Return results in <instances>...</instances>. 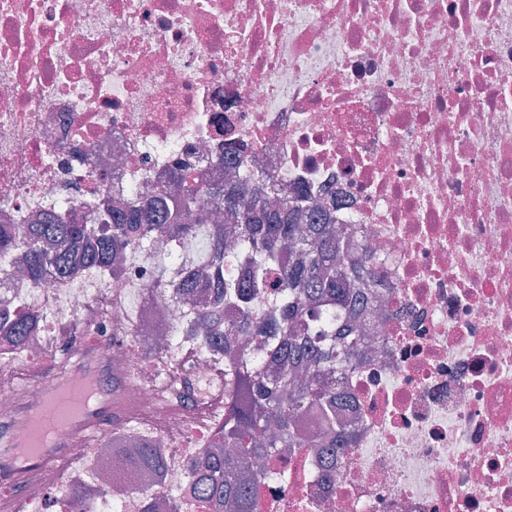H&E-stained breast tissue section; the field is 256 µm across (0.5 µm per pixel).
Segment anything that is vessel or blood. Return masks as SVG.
<instances>
[{
    "label": "vessel or blood",
    "instance_id": "b4317fda",
    "mask_svg": "<svg viewBox=\"0 0 512 512\" xmlns=\"http://www.w3.org/2000/svg\"><path fill=\"white\" fill-rule=\"evenodd\" d=\"M76 354L80 360L78 374L55 382L49 389L42 381H30V402L22 413L25 437L11 432L0 436V460L5 463L0 477L10 480L15 493L27 491L23 475L59 468L64 434L104 435L123 414L124 380L113 376L105 365L102 339L91 334L80 336Z\"/></svg>",
    "mask_w": 512,
    "mask_h": 512
}]
</instances>
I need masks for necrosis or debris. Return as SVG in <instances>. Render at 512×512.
Wrapping results in <instances>:
<instances>
[{"instance_id": "obj_1", "label": "necrosis or debris", "mask_w": 512, "mask_h": 512, "mask_svg": "<svg viewBox=\"0 0 512 512\" xmlns=\"http://www.w3.org/2000/svg\"><path fill=\"white\" fill-rule=\"evenodd\" d=\"M266 197L348 224L370 247L361 352L330 383L350 398L325 470L316 451L264 458L252 512H512V0H0V224L91 223L169 191L190 166L225 183V151ZM157 258L120 277L0 282L33 317L0 363L40 361L68 323L112 341L127 417L67 435L79 486L37 479L27 512H217L187 462L224 419V355L182 336L141 353L188 306ZM189 384L185 398L170 391ZM166 450L128 474L126 432Z\"/></svg>"}]
</instances>
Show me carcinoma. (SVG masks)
<instances>
[{"mask_svg":"<svg viewBox=\"0 0 512 512\" xmlns=\"http://www.w3.org/2000/svg\"><path fill=\"white\" fill-rule=\"evenodd\" d=\"M239 166L234 183L206 189L188 183L181 166L173 201L161 197L146 208L127 209L110 224H0V253L16 254L34 284L49 264L66 275L105 267L117 275L116 256L130 246L182 255L189 273L166 276L167 287L192 303L178 334L195 336L201 345L224 338V424L188 471L206 479L224 512H250L259 479L253 461L275 451L336 447L333 437L307 435L299 417L320 408L335 433L341 414L325 377L366 337L352 319L332 328L328 315L336 309L359 313L357 299L379 276L368 248L356 262L347 259V225L310 221L286 203L259 201L247 164ZM201 205L232 216L233 223H211L198 212ZM273 274L281 294L257 317L254 308ZM31 329L24 316L0 321L7 343L22 344ZM139 460L162 471L164 457L155 447H144Z\"/></svg>","mask_w":512,"mask_h":512,"instance_id":"cac0c4a2","label":"carcinoma"}]
</instances>
